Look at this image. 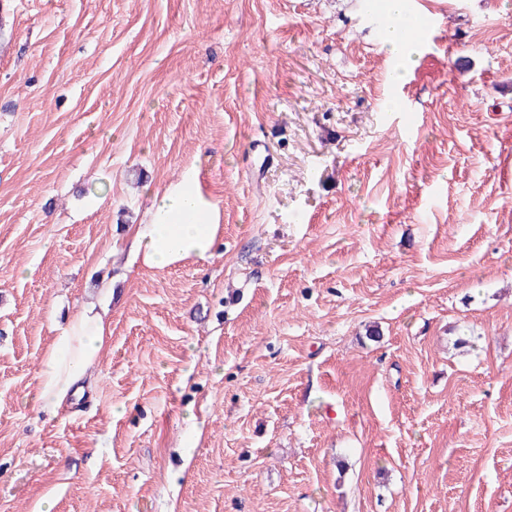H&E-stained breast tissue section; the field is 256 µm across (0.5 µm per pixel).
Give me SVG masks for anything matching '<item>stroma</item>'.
Returning a JSON list of instances; mask_svg holds the SVG:
<instances>
[{"mask_svg":"<svg viewBox=\"0 0 512 512\" xmlns=\"http://www.w3.org/2000/svg\"><path fill=\"white\" fill-rule=\"evenodd\" d=\"M445 2L395 80L363 0H0V512H512V0ZM217 228L195 181L187 176L162 195H154L151 219L136 227L132 250L159 268L187 257L207 261L213 256ZM106 312L86 304L70 318L45 352L37 374L40 409L55 415L67 397L82 388L106 345Z\"/></svg>","mask_w":512,"mask_h":512,"instance_id":"stroma-1","label":"stroma"}]
</instances>
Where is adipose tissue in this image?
Wrapping results in <instances>:
<instances>
[{
	"label": "adipose tissue",
	"instance_id": "1",
	"mask_svg": "<svg viewBox=\"0 0 512 512\" xmlns=\"http://www.w3.org/2000/svg\"><path fill=\"white\" fill-rule=\"evenodd\" d=\"M217 226L195 181L184 180L154 196L151 219L138 225L132 249L145 263L163 268L187 257L212 258ZM106 345V313L86 304L70 318L45 352L37 374V400L53 415L67 397L82 388Z\"/></svg>",
	"mask_w": 512,
	"mask_h": 512
}]
</instances>
